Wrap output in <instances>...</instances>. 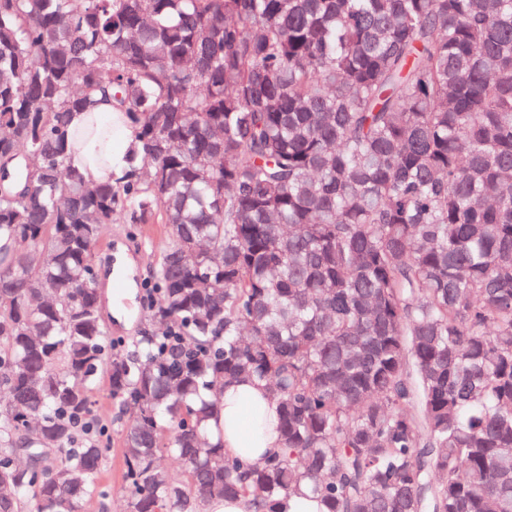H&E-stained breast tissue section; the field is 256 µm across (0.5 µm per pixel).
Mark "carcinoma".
Masks as SVG:
<instances>
[{
  "label": "carcinoma",
  "instance_id": "carcinoma-1",
  "mask_svg": "<svg viewBox=\"0 0 512 512\" xmlns=\"http://www.w3.org/2000/svg\"><path fill=\"white\" fill-rule=\"evenodd\" d=\"M107 96L138 148L89 183L69 116ZM121 214L166 228L129 355ZM103 373L125 512H512V0H0V512H84ZM241 379L279 408L253 463ZM26 435L56 462L20 473ZM276 404L262 384L241 380L224 391V452L257 461L281 448Z\"/></svg>",
  "mask_w": 512,
  "mask_h": 512
}]
</instances>
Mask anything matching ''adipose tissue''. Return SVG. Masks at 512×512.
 Masks as SVG:
<instances>
[{"instance_id":"1","label":"adipose tissue","mask_w":512,"mask_h":512,"mask_svg":"<svg viewBox=\"0 0 512 512\" xmlns=\"http://www.w3.org/2000/svg\"><path fill=\"white\" fill-rule=\"evenodd\" d=\"M103 118L111 126L105 148V161L95 156V141L79 146L74 165L85 180L97 183L118 176L127 165L135 145V127L124 113L101 105L97 112H76L71 116V127L85 129L94 118ZM276 404L266 388L251 380H242L224 392V450L226 453L256 461L272 453L281 445L275 430Z\"/></svg>"}]
</instances>
